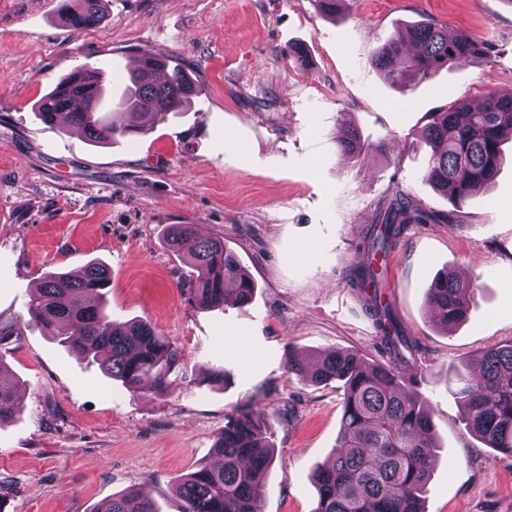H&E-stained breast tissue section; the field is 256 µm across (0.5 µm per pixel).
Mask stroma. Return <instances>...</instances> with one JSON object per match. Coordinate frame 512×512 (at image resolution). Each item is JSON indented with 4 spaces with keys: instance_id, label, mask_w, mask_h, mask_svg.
I'll return each mask as SVG.
<instances>
[{
    "instance_id": "stroma-1",
    "label": "stroma",
    "mask_w": 512,
    "mask_h": 512,
    "mask_svg": "<svg viewBox=\"0 0 512 512\" xmlns=\"http://www.w3.org/2000/svg\"><path fill=\"white\" fill-rule=\"evenodd\" d=\"M65 2L0 0V318L22 330L0 344L22 400L0 426V499L10 512H95L133 489L157 512H179L176 488L213 462L225 416L260 405L277 450L262 512H313L311 474L336 443L342 390L299 383L288 357L348 349L378 360L376 328L349 284L362 234L398 190L450 210L423 176L415 131L447 104L512 94V5L345 0L326 17L313 0H105L103 20L78 32L62 21ZM417 22L468 34L489 55L390 84L372 57ZM139 51L191 73L199 94L188 112L106 146L37 119L62 78L86 66L111 74ZM348 126L385 151L345 155ZM503 149L461 222L412 225L389 255L385 290L420 341L412 388L440 443L426 512H512V458L466 434L447 383L471 355L512 343V133ZM171 224L223 238L257 285L248 306H197L188 266L164 245ZM93 260L112 273V319L147 321L179 346L174 393L130 392L30 324L44 273ZM448 271L475 293L445 331L426 295Z\"/></svg>"
}]
</instances>
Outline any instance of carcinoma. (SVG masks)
<instances>
[{
	"mask_svg": "<svg viewBox=\"0 0 512 512\" xmlns=\"http://www.w3.org/2000/svg\"><path fill=\"white\" fill-rule=\"evenodd\" d=\"M62 16L74 30L100 23L103 0H71ZM487 55L485 43L432 23L410 25L375 52L373 62L387 81L426 78L443 68L462 66ZM117 100L104 73L84 105L71 110L57 96L45 94L36 117L47 126L60 117L81 129L97 144H109L143 133L169 113H179L198 89L186 69L151 54L145 67L136 66ZM133 112L139 124L127 125L123 114ZM512 131V95L491 93L480 108L455 102L429 113L420 143L429 149L424 176L460 207L482 187L494 182L500 170L502 131ZM347 154H361L364 144L351 129L341 142ZM377 223L359 243L368 255L356 266L350 285L364 295L365 312L378 332L376 347L383 358L370 363L350 350H333L313 364L302 357L288 360V373L304 384L341 383L339 432L329 465L313 475L317 502L313 512H423V495L437 455L432 416L420 396L405 391L404 374L420 352L419 341L400 325L392 304L379 291L385 274L382 260L413 224L460 222L458 214L436 215L396 191L379 205ZM165 245L191 268L188 286L202 308L221 307L233 300L240 307L254 296V281L235 254L218 237L200 235L193 224H172ZM111 282L108 267L90 262L78 275L60 271L44 274L28 308L30 321L69 348L97 363L131 392L151 380L158 394H171L170 375L181 351L151 324L131 319L112 321L98 305L86 301L103 296ZM475 288L451 273L438 276L426 297L429 319L440 327L455 326L468 315ZM464 414L467 434L486 447L512 457V343L487 349L464 362L448 378ZM18 383L0 366V424L20 413ZM266 413L252 407L225 417L214 443L216 466L204 465L179 483L180 512H262V484L275 460L265 436ZM95 512H156L153 502L130 490Z\"/></svg>",
	"mask_w": 512,
	"mask_h": 512,
	"instance_id": "cac0c4a2",
	"label": "carcinoma"
}]
</instances>
